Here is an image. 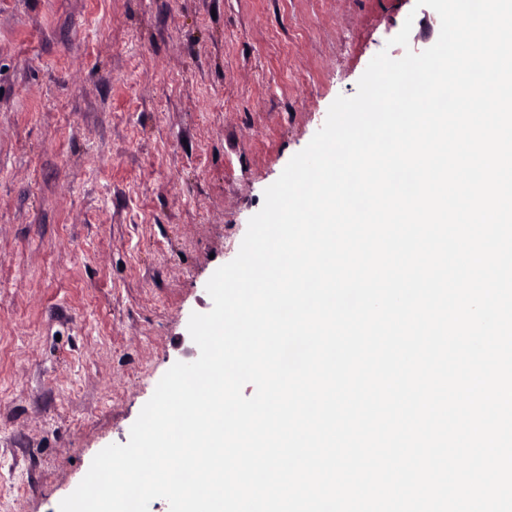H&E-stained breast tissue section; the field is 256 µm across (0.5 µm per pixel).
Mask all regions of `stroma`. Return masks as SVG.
Here are the masks:
<instances>
[{
  "instance_id": "obj_1",
  "label": "stroma",
  "mask_w": 512,
  "mask_h": 512,
  "mask_svg": "<svg viewBox=\"0 0 512 512\" xmlns=\"http://www.w3.org/2000/svg\"><path fill=\"white\" fill-rule=\"evenodd\" d=\"M439 32L415 0H0V512L128 442L265 189Z\"/></svg>"
}]
</instances>
